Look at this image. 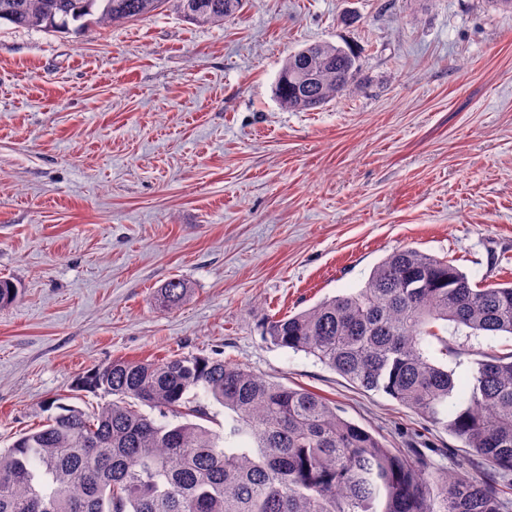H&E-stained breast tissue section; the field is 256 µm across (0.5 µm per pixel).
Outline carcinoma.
I'll use <instances>...</instances> for the list:
<instances>
[{
	"instance_id": "1",
	"label": "carcinoma",
	"mask_w": 512,
	"mask_h": 512,
	"mask_svg": "<svg viewBox=\"0 0 512 512\" xmlns=\"http://www.w3.org/2000/svg\"><path fill=\"white\" fill-rule=\"evenodd\" d=\"M242 0H0V24L67 33L138 21L170 5L187 22H224ZM351 50L332 43L291 54L274 86L278 103L310 111L355 81ZM191 285L160 288L167 308ZM19 288L0 279V306ZM512 335V282L472 283L450 261L393 251L357 292L271 317L263 339L304 352L365 392H382L460 440L498 480L430 471L417 448H389L319 394L207 356L114 360L79 378L105 398L98 411L48 401L41 425L0 450V512H508L512 500V353L482 352L469 392L448 410L457 382L445 358L462 349L437 327ZM210 404L229 411L224 432L190 420ZM147 406L159 418L145 414ZM182 417L173 423L167 415Z\"/></svg>"
}]
</instances>
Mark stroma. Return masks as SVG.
Wrapping results in <instances>:
<instances>
[{
  "mask_svg": "<svg viewBox=\"0 0 512 512\" xmlns=\"http://www.w3.org/2000/svg\"><path fill=\"white\" fill-rule=\"evenodd\" d=\"M330 42L358 75L321 108L273 89ZM408 247L512 281V11L491 0H243L221 25L166 10L80 33L0 25V448L117 359L218 357L335 403L432 469L461 441L314 357L267 317L362 288ZM192 292L166 309L169 278Z\"/></svg>",
  "mask_w": 512,
  "mask_h": 512,
  "instance_id": "stroma-1",
  "label": "stroma"
}]
</instances>
